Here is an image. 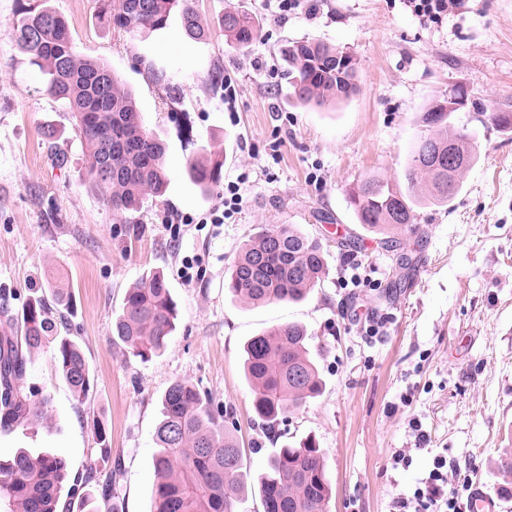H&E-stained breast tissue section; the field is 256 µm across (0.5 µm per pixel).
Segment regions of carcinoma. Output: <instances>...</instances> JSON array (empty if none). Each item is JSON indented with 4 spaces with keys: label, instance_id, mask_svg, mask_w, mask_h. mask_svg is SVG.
<instances>
[{
    "label": "carcinoma",
    "instance_id": "obj_1",
    "mask_svg": "<svg viewBox=\"0 0 512 512\" xmlns=\"http://www.w3.org/2000/svg\"><path fill=\"white\" fill-rule=\"evenodd\" d=\"M179 12L186 34L206 35L195 0H104L99 19L116 30L134 33L161 29ZM224 36L242 48L260 36V25L240 12L222 18ZM15 41L46 76L47 91L68 103L85 148L88 175L112 211L139 210L148 199L162 198L170 183L166 145L145 125L131 91L105 64L82 56L65 18L51 8H25L14 26ZM291 95L299 103L320 106L342 102L357 90L359 63L349 50L311 41H291L281 49ZM450 113L440 107L425 112L430 133L412 148L405 187L369 177L348 194V204L362 226L393 247V233L412 229L418 210L448 205L462 188V176L476 161L464 134L448 131ZM466 163L448 171V150ZM224 161L191 157L185 171L200 195L219 187ZM327 269L319 240L293 224L261 229L245 244L225 287L247 304L297 303L321 285ZM51 297L36 295L13 312L0 301V430L52 420L50 398L26 385L33 355L49 351L73 396L87 398L93 382L80 347L54 333L60 310L71 306L65 285L45 281ZM178 310L162 272L142 277L125 294L112 333L143 360L160 356L176 329ZM305 327L288 323L250 337L243 347L244 372L254 393L255 414L275 424L322 390ZM209 395L189 380L171 383L161 396L156 428L154 512H235L245 492L241 451L224 434ZM501 494L512 496V454L498 464ZM67 460L60 455L18 449L0 461V512H59ZM265 512H328L332 486L326 456L307 437L287 443L267 460L258 480Z\"/></svg>",
    "mask_w": 512,
    "mask_h": 512
}]
</instances>
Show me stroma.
I'll return each mask as SVG.
<instances>
[{
  "label": "stroma",
  "instance_id": "obj_1",
  "mask_svg": "<svg viewBox=\"0 0 512 512\" xmlns=\"http://www.w3.org/2000/svg\"><path fill=\"white\" fill-rule=\"evenodd\" d=\"M31 3L65 16L77 51L132 90L167 147L162 201L118 215L90 182L69 107L47 93L12 35ZM100 7L0 0V295L21 310L48 272L62 273L73 306L57 333L77 343L94 378L77 402L50 353L36 356L27 383L49 396L53 422L0 431V459L19 448L65 456L71 478L92 471L112 483L98 512H152L160 398L188 380L222 405L220 423L251 474L277 448L315 437L330 512H395L438 458L459 512L478 489L512 512L494 475L512 452V131L489 119L512 104V0H464L439 24L402 0H319L316 11L282 20L276 0H196L203 40L186 35L176 12L165 28L129 34L102 24ZM228 11L261 22L257 42L242 48L225 37ZM300 40L355 54L358 90L347 102L292 99L280 49ZM459 88L470 102L449 125L469 136L477 161L448 206L420 210L416 231L384 248L347 195L371 176L403 182L410 148L428 132L423 113ZM198 153L222 157L225 181L243 187L224 223L200 221L219 197H200L186 178L185 161ZM178 213L195 221L175 235ZM276 224L320 240L326 276L304 301L245 306L224 281L243 245ZM188 258L200 262L189 281L179 273ZM156 270L179 323L164 353L145 362L113 337L112 322L127 290ZM285 323L311 335L323 388L271 428L253 410L243 345ZM96 423L106 429V461ZM400 453L410 466L396 463Z\"/></svg>",
  "mask_w": 512,
  "mask_h": 512
}]
</instances>
